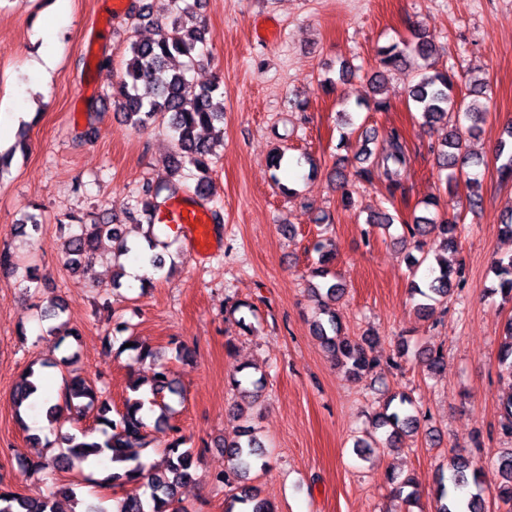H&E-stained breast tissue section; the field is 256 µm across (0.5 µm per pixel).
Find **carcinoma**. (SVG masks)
Returning a JSON list of instances; mask_svg holds the SVG:
<instances>
[{
  "instance_id": "obj_1",
  "label": "carcinoma",
  "mask_w": 512,
  "mask_h": 512,
  "mask_svg": "<svg viewBox=\"0 0 512 512\" xmlns=\"http://www.w3.org/2000/svg\"><path fill=\"white\" fill-rule=\"evenodd\" d=\"M129 17L134 22H154L160 27V34L156 39L130 42V58L122 78L112 86L110 97L132 128L144 130L160 123L166 125L175 147L172 160L167 165L168 179L157 184L150 181L142 183L135 197L134 209L145 216L147 225L152 228L153 217L161 208L159 198L162 192L175 196L187 188L186 182L191 179L193 192L198 198L208 200L212 196L213 156L216 146L223 142L224 103L220 97L224 96V89L218 82L195 85L187 77L188 67L202 56L208 34L205 24L194 14V5L188 0H169L164 22L153 20L152 6L143 0L132 5ZM436 54L435 41L422 29L414 31V39L410 42H391L380 47L378 70L368 80L369 98L363 105L371 104L378 112L388 111L389 103L380 98L386 73L403 67L411 68L407 95L425 122L446 120L454 111L470 121L465 129L450 125L446 140L436 151L439 169L451 170L447 178L452 180L457 178V174L464 173L465 168L478 166V162L467 155L468 137L478 130L485 110L475 102L466 101V97L455 95L457 78L448 69L435 67L432 58ZM351 135L350 131L341 133L338 146L348 148L357 145L354 159L359 166L350 173L345 172L348 157L342 156L334 171L343 192V202H351L350 185L358 177L375 175L387 184L390 191L400 189L410 165L403 134L396 128L391 129L388 148L376 157L370 148L376 137L375 130H361L354 143ZM439 206L438 197H429L424 202L426 214L416 216L413 223L404 225L405 233L416 240V248L421 251L419 257L408 256L411 275H416L424 265L428 268L426 279L414 280L411 285L412 295L422 298V302L416 305V312L426 319L433 316L436 305L448 301L457 278L448 260L431 256L429 250L423 251L421 238L428 236L444 250L456 247V225L442 217ZM67 220L71 225L64 247L65 266L73 274L93 259L98 244L103 241L111 244L114 258L135 251V246L125 236L122 224L100 218L88 224L75 216H69ZM313 250L318 254V260L311 276L317 282L312 284L311 291L319 301L325 298L335 302L344 295L343 285L336 281L330 267L335 245L328 238L319 239ZM0 270L24 283L27 289L40 288L39 268L31 256H18L8 248L0 250ZM492 273L497 281L490 292L512 299V256L497 259ZM64 313L65 307L58 299L41 312L42 320L54 321L46 330L47 341L54 351L62 347L66 337L78 336L77 331L68 330V321L62 319ZM95 318L108 325L103 336L108 346L130 329V324L115 316L107 302L102 305V311L95 312ZM313 332L347 378L355 380L378 365L373 339L346 335L336 311L322 309V316L313 323ZM418 356L431 373L444 368V355L437 349L423 347ZM499 363L503 374L512 380V321L500 346ZM36 381L34 369L27 368L12 394L17 423L24 430L27 425L20 408L37 391ZM264 383L262 376L256 380L230 378L232 390L240 399L235 410H242L244 404H257ZM128 389L131 396L125 399L123 410L115 413L106 391L77 373L68 374L64 377L62 392L66 410L78 417L87 410L96 411L97 424L104 426L100 430L102 439L91 437V430L79 428L62 436L64 451L41 455L24 464L27 474H49L56 470H69L74 462L81 463L94 456L104 467L115 464L117 468L104 479L92 480L90 486L118 489L120 496L105 497L93 491L94 501L87 504L81 493L84 484L79 481L61 485L52 483L41 500L20 497L0 487V512H57L59 493L78 504H86L85 512H185L180 506L179 488L191 477L195 451L189 446V439L182 434L181 428L171 422L173 407L168 402L171 396L184 399V390L169 377L162 363L157 364L150 380L145 382L137 378ZM414 409L409 395H391L378 413L379 426L385 429V438L375 441L374 447L391 448L416 434L418 420L413 414ZM158 446L164 447L167 470L153 475L151 481L143 485L139 481V474L145 468L142 453ZM224 458V471L215 476V482L234 490L231 500L225 503L224 512H273L272 506L251 484V474L265 470L267 461L264 446L250 427H244L237 439L224 442ZM497 471V498L512 510V456L501 458ZM391 481L393 496L404 505L409 506L419 500L420 483L416 477L401 479L393 476ZM483 483V466L465 456L453 458L448 465V474L440 473L435 478L438 503L435 512H483ZM143 487L149 489L146 499L140 493Z\"/></svg>"
}]
</instances>
